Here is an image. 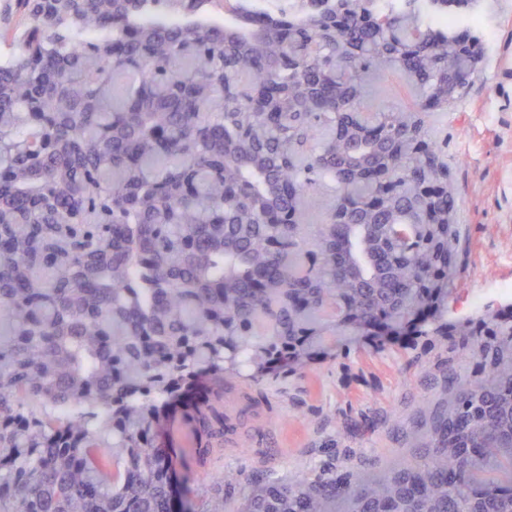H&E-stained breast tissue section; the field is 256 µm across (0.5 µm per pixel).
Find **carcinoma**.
<instances>
[{
    "label": "carcinoma",
    "mask_w": 512,
    "mask_h": 512,
    "mask_svg": "<svg viewBox=\"0 0 512 512\" xmlns=\"http://www.w3.org/2000/svg\"><path fill=\"white\" fill-rule=\"evenodd\" d=\"M211 4L14 0L20 46L0 62V512H176L172 406L208 385L183 412L204 467L228 428L224 382L296 375L323 336L423 307L420 335L458 337L488 398L452 378L422 459L369 483L331 462L268 479L246 512H512V327L443 322L458 228L430 246L412 194L443 176L427 99L465 94L482 47L421 0L161 20ZM387 67L414 79L418 102L347 123ZM261 87L278 102L253 115ZM319 182L337 196L309 224ZM434 207L453 215V190ZM279 211L291 222L273 253ZM192 512H224V498Z\"/></svg>",
    "instance_id": "carcinoma-1"
}]
</instances>
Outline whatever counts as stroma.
I'll return each mask as SVG.
<instances>
[{
  "label": "stroma",
  "mask_w": 512,
  "mask_h": 512,
  "mask_svg": "<svg viewBox=\"0 0 512 512\" xmlns=\"http://www.w3.org/2000/svg\"><path fill=\"white\" fill-rule=\"evenodd\" d=\"M476 21L458 29L480 40L482 72L467 95L430 114L431 136L445 143L450 184L458 198L462 275L449 319L512 309V0H475ZM408 100L404 78L375 75L364 108L378 112ZM324 354L306 373L224 388L232 423L208 467L233 474L224 512H241L260 478L292 481L334 458L357 480L412 461L427 430L421 407L448 403L447 372L474 380V362L447 337L428 350L395 341L323 340Z\"/></svg>",
  "instance_id": "35a3bbf8"
}]
</instances>
